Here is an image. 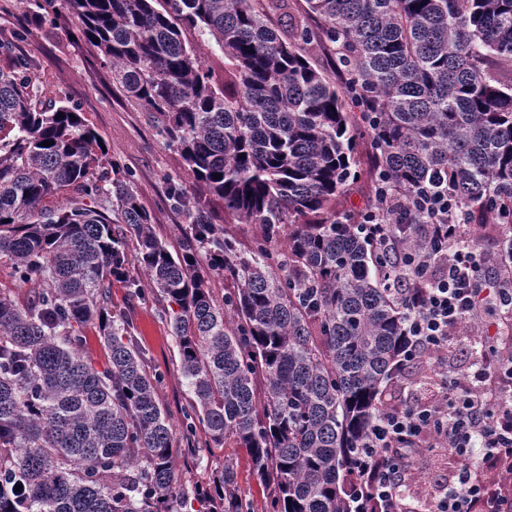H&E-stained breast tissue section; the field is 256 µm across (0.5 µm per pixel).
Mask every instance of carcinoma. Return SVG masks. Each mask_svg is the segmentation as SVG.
Segmentation results:
<instances>
[{"mask_svg": "<svg viewBox=\"0 0 512 512\" xmlns=\"http://www.w3.org/2000/svg\"><path fill=\"white\" fill-rule=\"evenodd\" d=\"M63 2L192 172L191 188L168 179L189 223L171 252L134 175L77 106L41 97L35 62L0 36V267L31 288L21 303L0 287V512H172L189 497L255 512L230 461L205 489L175 476L176 454L228 443L268 487L265 512H348L351 449L397 379L406 322L381 257L336 220L353 143L371 132L374 169L406 209L427 187L473 224L512 213V0H305L316 29L289 0ZM188 29L215 40L221 69ZM336 42L342 85L309 57ZM198 190L259 225L253 247L212 223ZM136 267L179 307L169 323L194 394L179 433L159 402L163 375L112 306L114 280L145 298ZM91 327L100 369L85 352Z\"/></svg>", "mask_w": 512, "mask_h": 512, "instance_id": "1", "label": "carcinoma"}]
</instances>
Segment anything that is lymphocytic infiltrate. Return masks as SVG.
I'll return each mask as SVG.
<instances>
[{"instance_id": "1", "label": "lymphocytic infiltrate", "mask_w": 512, "mask_h": 512, "mask_svg": "<svg viewBox=\"0 0 512 512\" xmlns=\"http://www.w3.org/2000/svg\"><path fill=\"white\" fill-rule=\"evenodd\" d=\"M376 201L364 213L361 231L385 266L409 280L396 368L402 373L417 365L433 367L446 393L436 403L378 412L352 454L359 480L349 512H512V350L501 338L488 337L463 368L448 367L457 329L489 310L512 309V251L499 252L495 280L479 283L476 274L487 253L467 245L469 218L453 195L419 194L424 221L417 231L433 245L420 255L405 250L394 225L379 218L383 210L400 215L396 193L379 192ZM439 436L461 466L439 495L416 497L414 509L406 510L404 485L413 459ZM481 469L492 470V478L478 479Z\"/></svg>"}]
</instances>
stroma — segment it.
I'll use <instances>...</instances> for the list:
<instances>
[{"label": "stroma", "mask_w": 512, "mask_h": 512, "mask_svg": "<svg viewBox=\"0 0 512 512\" xmlns=\"http://www.w3.org/2000/svg\"><path fill=\"white\" fill-rule=\"evenodd\" d=\"M25 31L20 49L36 63L35 84L45 99H69L77 104L86 123L106 144L110 157L134 176L133 189L140 205L149 213L155 235L178 248L183 214L174 210L166 197V182L175 178L192 184L193 177L180 153L156 136L147 112L112 81L110 69L104 67L97 50L86 41L77 22L66 7H59L54 25L33 22L24 5L0 11V31ZM368 138L357 139L352 175L337 209V219H357L373 201L375 178L369 159ZM112 303L129 308L137 328L140 347L151 364L159 368L165 380L159 398L170 423L180 426L182 411L193 394L178 368V352L169 319L162 303L154 299H130L124 283L113 282ZM443 389L438 376L429 369H410L400 381L399 392L386 395V404L411 399L430 402L441 399ZM236 465L237 483L256 508H263L266 491L258 481L251 458L243 448H213L202 458L177 457L175 471L181 483L206 485L215 469L225 460ZM459 461L443 448L424 449L411 471L408 493L435 490L436 482L453 476Z\"/></svg>", "instance_id": "1"}]
</instances>
